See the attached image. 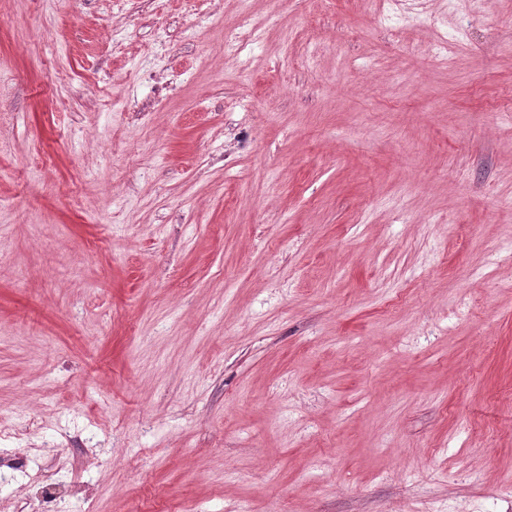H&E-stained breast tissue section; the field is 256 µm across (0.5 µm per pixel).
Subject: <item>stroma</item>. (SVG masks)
<instances>
[{
	"label": "stroma",
	"mask_w": 512,
	"mask_h": 512,
	"mask_svg": "<svg viewBox=\"0 0 512 512\" xmlns=\"http://www.w3.org/2000/svg\"><path fill=\"white\" fill-rule=\"evenodd\" d=\"M417 2L0 0V512H512V0Z\"/></svg>",
	"instance_id": "35a3bbf8"
}]
</instances>
